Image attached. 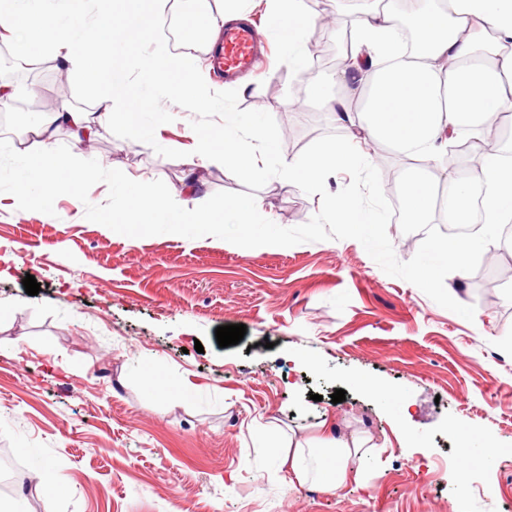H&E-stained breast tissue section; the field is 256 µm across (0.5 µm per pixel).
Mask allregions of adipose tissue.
<instances>
[{
	"mask_svg": "<svg viewBox=\"0 0 512 512\" xmlns=\"http://www.w3.org/2000/svg\"><path fill=\"white\" fill-rule=\"evenodd\" d=\"M50 0H0V31L15 34L40 27ZM168 0H100L94 24L76 13L63 16L67 27L78 30V40L66 39L56 49L62 67L92 80L95 109L75 110L61 102L52 113L32 124V149L18 157L21 177L13 205L32 209L49 206L65 188L80 185L91 169L81 154L62 156L49 145L59 128H68L76 143L91 139L96 128L120 125L135 131L155 101L137 92L126 73L133 45L150 40L151 51L139 58L146 85L176 92L187 104L211 102L207 83L188 72L169 55L166 45L154 40L155 25ZM287 0H270L273 18L288 48V62L304 71L310 52L302 42L308 16L286 9ZM389 9L364 12L356 23L352 60L336 74L337 83L360 95L361 129L370 141L397 155L411 153L415 164L406 169L402 194L413 222H431L436 210L437 186L448 184V221L469 223L473 200L468 183L455 176L458 159L448 156V142L462 127L479 129L501 112L512 109V0H450L445 9L422 12L416 27L422 47L411 59L391 39ZM106 41L110 49L99 56L96 46ZM236 114L224 116L220 131L193 132V153L188 165L218 162L232 170L256 168L268 152L259 127L241 133ZM355 141L326 145L302 163H291L281 172L284 181L316 182L329 169L355 161ZM476 182L485 184V224L512 222V163L503 155H482ZM490 237H475L456 248L438 244L432 257L417 274L430 278L435 268L447 264L464 273L471 255L489 250ZM324 436L309 440L296 436L275 437L261 433L257 440L268 449L290 481L324 490L344 485L352 476L354 462L373 450L369 439L342 434L335 421L323 423Z\"/></svg>",
	"mask_w": 512,
	"mask_h": 512,
	"instance_id": "obj_1",
	"label": "adipose tissue"
}]
</instances>
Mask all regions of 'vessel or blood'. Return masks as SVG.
I'll list each match as a JSON object with an SVG mask.
<instances>
[{"label": "vessel or blood", "mask_w": 512, "mask_h": 512, "mask_svg": "<svg viewBox=\"0 0 512 512\" xmlns=\"http://www.w3.org/2000/svg\"><path fill=\"white\" fill-rule=\"evenodd\" d=\"M270 51L253 26L246 22L225 26L220 47L210 54L213 70L225 83H235L247 73H257L269 59Z\"/></svg>", "instance_id": "1"}]
</instances>
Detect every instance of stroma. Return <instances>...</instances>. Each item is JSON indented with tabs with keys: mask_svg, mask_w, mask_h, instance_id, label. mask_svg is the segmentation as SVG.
I'll list each match as a JSON object with an SVG mask.
<instances>
[{
	"mask_svg": "<svg viewBox=\"0 0 512 512\" xmlns=\"http://www.w3.org/2000/svg\"><path fill=\"white\" fill-rule=\"evenodd\" d=\"M258 32L272 46L263 71L237 85L212 72L206 46L174 50L208 74L211 106L160 96V113L138 134L99 131L86 158L181 194L188 178L203 191L246 192L281 226L307 222L320 196L285 184L284 166L346 141L332 116L294 110L300 85L271 15ZM25 61L0 40V83L18 94L0 102V196L16 185V140L61 100L90 111L89 78L59 68L54 52ZM179 114L178 123L162 120ZM260 120L274 149L259 172L190 167L192 130L220 129L225 113ZM54 214L0 208V448L19 464L45 461L69 495L57 512H512V242L473 255L465 278L445 285L475 306L468 322L413 284L385 274L356 240L300 243L255 253L203 236H126L85 217L76 198ZM35 276L42 289L22 284ZM243 324L244 338L219 347L217 327ZM191 397L149 393L138 362ZM396 392L405 424L373 393ZM342 389L346 399L332 403ZM343 432L371 436L366 483L333 491L289 484L253 429L319 435L323 415ZM422 435L413 446L408 431ZM490 440L492 466L460 452L463 437Z\"/></svg>",
	"mask_w": 512,
	"mask_h": 512,
	"instance_id": "obj_1",
	"label": "stroma"
}]
</instances>
